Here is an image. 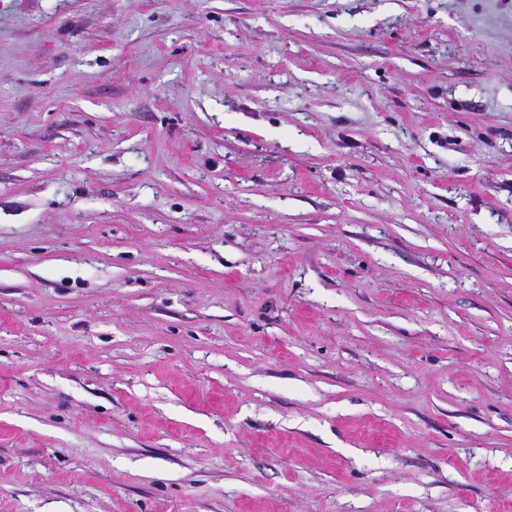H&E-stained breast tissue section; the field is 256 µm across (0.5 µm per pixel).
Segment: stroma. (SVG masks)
I'll list each match as a JSON object with an SVG mask.
<instances>
[{
  "label": "stroma",
  "mask_w": 512,
  "mask_h": 512,
  "mask_svg": "<svg viewBox=\"0 0 512 512\" xmlns=\"http://www.w3.org/2000/svg\"><path fill=\"white\" fill-rule=\"evenodd\" d=\"M0 512H512V0H0Z\"/></svg>",
  "instance_id": "35a3bbf8"
}]
</instances>
